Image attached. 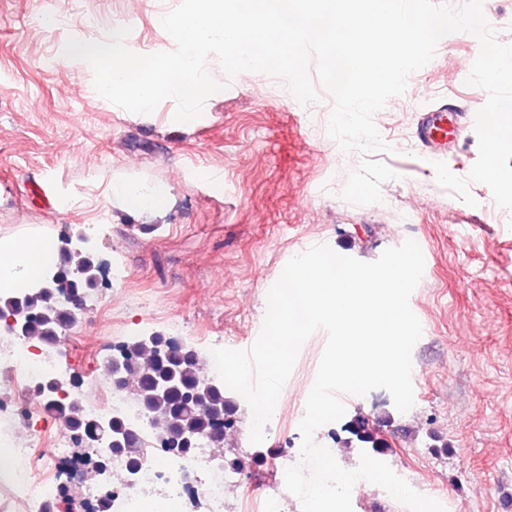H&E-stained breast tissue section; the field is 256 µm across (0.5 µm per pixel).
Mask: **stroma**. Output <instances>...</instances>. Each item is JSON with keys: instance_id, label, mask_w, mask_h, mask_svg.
<instances>
[{"instance_id": "1", "label": "stroma", "mask_w": 512, "mask_h": 512, "mask_svg": "<svg viewBox=\"0 0 512 512\" xmlns=\"http://www.w3.org/2000/svg\"><path fill=\"white\" fill-rule=\"evenodd\" d=\"M181 0H0V235L41 229L51 239L85 234L123 276L98 288L61 344V359L98 404L104 359L133 336L155 333L206 352L249 349L267 293L288 260L312 246L363 262L411 239L425 260L409 299L422 326L412 350L414 405L399 412L376 389L346 402V418L390 414L383 436L391 469L446 512H512V213L488 186L469 206L436 181L414 131L430 104L476 112L487 100L465 80L479 53L449 35L403 95L374 116L385 151L342 150L327 133L332 98L305 106L269 90L271 78L209 76L223 91L195 121L161 102L149 118L99 96L92 68L61 57L75 30L127 43L174 47L160 19ZM161 188L162 214L124 210L112 183ZM327 335L302 345L275 412L280 427L249 440L251 410L234 395L242 438L226 460L248 456L237 480L273 489L279 450L305 415Z\"/></svg>"}]
</instances>
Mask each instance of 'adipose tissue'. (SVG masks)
I'll return each mask as SVG.
<instances>
[{
	"mask_svg": "<svg viewBox=\"0 0 512 512\" xmlns=\"http://www.w3.org/2000/svg\"><path fill=\"white\" fill-rule=\"evenodd\" d=\"M55 260V247L41 230L0 236V295L37 281Z\"/></svg>",
	"mask_w": 512,
	"mask_h": 512,
	"instance_id": "ef3b65f1",
	"label": "adipose tissue"
}]
</instances>
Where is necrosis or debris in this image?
<instances>
[{"label": "necrosis or debris", "instance_id": "1", "mask_svg": "<svg viewBox=\"0 0 512 512\" xmlns=\"http://www.w3.org/2000/svg\"><path fill=\"white\" fill-rule=\"evenodd\" d=\"M69 368L55 354L36 353L31 341L8 331H0V403L9 404L14 390H21L26 404L14 407L11 427L14 436L9 453L21 466L15 472L17 486L28 492L32 512H51L64 486L79 488L89 505L104 496L112 498V512H140L148 499L175 503L183 512H224L225 502L237 492V482L224 469V451L212 441H203L191 457H160L155 453L159 435L133 405L129 390H111L110 378L102 386L109 393L100 411L122 416L141 441V461L130 471L123 456L107 460L108 482H101L94 467L74 458L75 445L69 434L54 438L51 447H41L30 419L35 404L44 401L43 384L65 380Z\"/></svg>", "mask_w": 512, "mask_h": 512}]
</instances>
